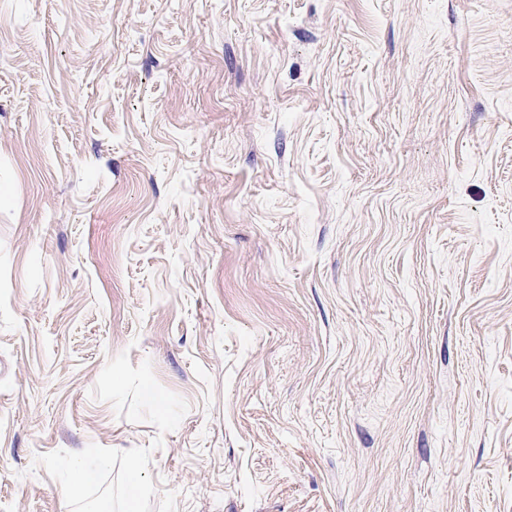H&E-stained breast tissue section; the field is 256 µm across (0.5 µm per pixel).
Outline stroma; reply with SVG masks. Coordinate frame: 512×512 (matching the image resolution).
<instances>
[{"label":"stroma","instance_id":"stroma-1","mask_svg":"<svg viewBox=\"0 0 512 512\" xmlns=\"http://www.w3.org/2000/svg\"><path fill=\"white\" fill-rule=\"evenodd\" d=\"M92 443L153 512H512V0H0V512Z\"/></svg>","mask_w":512,"mask_h":512}]
</instances>
